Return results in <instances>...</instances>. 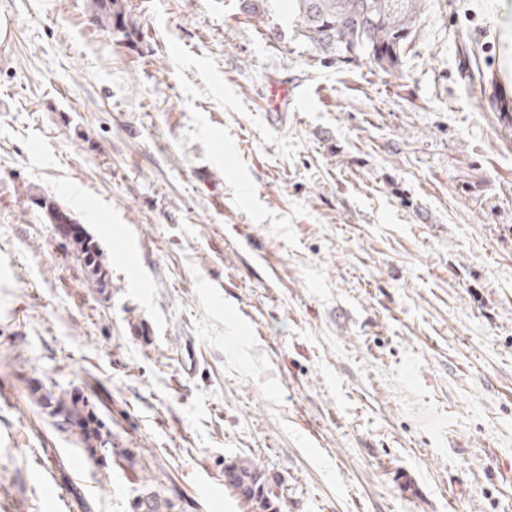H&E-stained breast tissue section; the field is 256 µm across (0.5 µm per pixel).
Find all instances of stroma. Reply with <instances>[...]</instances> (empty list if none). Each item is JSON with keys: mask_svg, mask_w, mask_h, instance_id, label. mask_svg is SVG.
<instances>
[{"mask_svg": "<svg viewBox=\"0 0 512 512\" xmlns=\"http://www.w3.org/2000/svg\"><path fill=\"white\" fill-rule=\"evenodd\" d=\"M90 3L0 0V512H132L149 475L240 512L239 458L281 512H512L502 0H425L395 73L312 54L290 0H124L129 40ZM49 404H53L52 414L54 416L63 417L60 425L66 431L77 437L80 444L84 445L89 451L93 450L92 442L96 441L101 447H105L102 434L100 433L99 423L95 416L89 412L87 405L83 400L76 397L57 398L51 393L47 396ZM98 423V424H97ZM104 443V445H102Z\"/></svg>", "mask_w": 512, "mask_h": 512, "instance_id": "35a3bbf8", "label": "stroma"}]
</instances>
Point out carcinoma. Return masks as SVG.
I'll return each mask as SVG.
<instances>
[{
  "label": "carcinoma",
  "instance_id": "obj_1",
  "mask_svg": "<svg viewBox=\"0 0 512 512\" xmlns=\"http://www.w3.org/2000/svg\"><path fill=\"white\" fill-rule=\"evenodd\" d=\"M423 0H293L296 31L311 53L348 59L352 47L358 57L389 73L402 63L404 48L411 37ZM95 15L125 38L133 36L122 0H93ZM348 31V39L336 38V25ZM52 414L62 417L61 426L92 449V442L104 443L99 424L84 401L72 397L47 396ZM232 479L247 489L241 497L246 512H280V484L261 465L234 461L225 467ZM172 501L152 487H145L133 503V512H171Z\"/></svg>",
  "mask_w": 512,
  "mask_h": 512
}]
</instances>
